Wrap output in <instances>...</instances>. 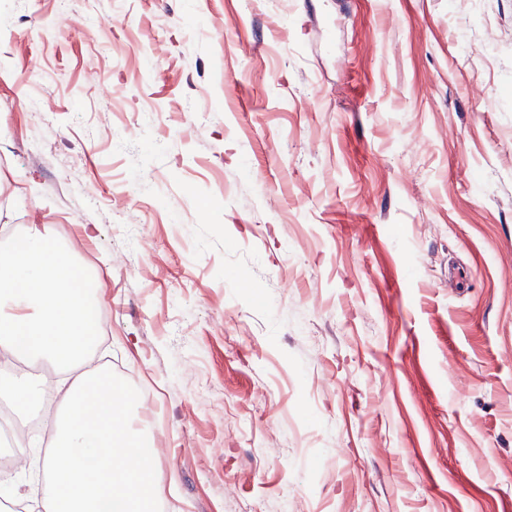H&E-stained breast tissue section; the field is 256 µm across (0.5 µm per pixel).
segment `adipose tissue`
<instances>
[{"instance_id": "ef3b65f1", "label": "adipose tissue", "mask_w": 512, "mask_h": 512, "mask_svg": "<svg viewBox=\"0 0 512 512\" xmlns=\"http://www.w3.org/2000/svg\"><path fill=\"white\" fill-rule=\"evenodd\" d=\"M100 283L44 225L30 224L0 253V356L56 365V386L27 373L0 387L18 410L63 407L52 421V447L23 454L21 471L49 485L46 512H159L163 495L151 443L138 423L136 394L103 369L76 373L96 347Z\"/></svg>"}]
</instances>
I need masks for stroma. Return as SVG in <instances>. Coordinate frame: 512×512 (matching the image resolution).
<instances>
[{"label": "stroma", "instance_id": "1", "mask_svg": "<svg viewBox=\"0 0 512 512\" xmlns=\"http://www.w3.org/2000/svg\"><path fill=\"white\" fill-rule=\"evenodd\" d=\"M3 224L163 512H512V0H0Z\"/></svg>", "mask_w": 512, "mask_h": 512}]
</instances>
